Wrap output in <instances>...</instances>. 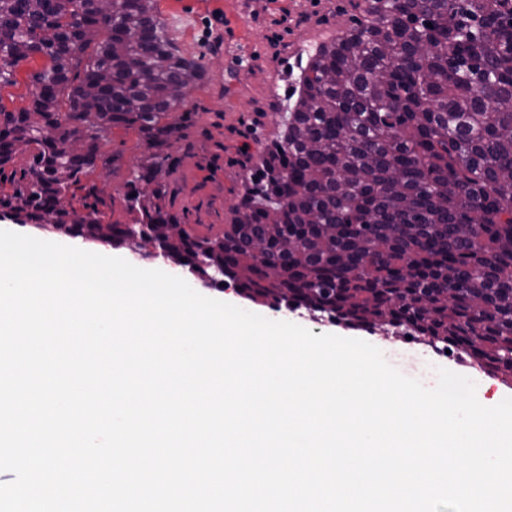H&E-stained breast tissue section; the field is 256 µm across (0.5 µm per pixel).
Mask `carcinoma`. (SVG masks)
<instances>
[{
  "mask_svg": "<svg viewBox=\"0 0 512 512\" xmlns=\"http://www.w3.org/2000/svg\"><path fill=\"white\" fill-rule=\"evenodd\" d=\"M503 0H364L310 55L280 140L221 236L183 231L142 184L172 165L178 111L204 78L156 0H0V86L35 55L29 105L0 108V176L19 154L24 189L0 196L21 224L68 237H136L254 302L389 327L448 345L512 386V9ZM82 75H72L77 67ZM114 124L150 150L125 193L138 222L105 224L59 197L94 171Z\"/></svg>",
  "mask_w": 512,
  "mask_h": 512,
  "instance_id": "carcinoma-1",
  "label": "carcinoma"
}]
</instances>
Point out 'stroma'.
Wrapping results in <instances>:
<instances>
[{
    "instance_id": "stroma-1",
    "label": "stroma",
    "mask_w": 512,
    "mask_h": 512,
    "mask_svg": "<svg viewBox=\"0 0 512 512\" xmlns=\"http://www.w3.org/2000/svg\"><path fill=\"white\" fill-rule=\"evenodd\" d=\"M157 9L181 52L199 58L205 69L182 110L163 118L176 133L170 147L175 165L160 175L166 187L161 203L195 233L215 235L230 223L245 190L249 171L242 164L241 148L249 147L256 156L279 140L283 126L273 115L295 88L307 49L347 29L355 11L351 0H157ZM285 12L290 22H282ZM46 63L41 56L23 63L15 83L0 87V107H26L30 76ZM101 150L105 163L73 186L67 198L73 207H81L86 188H93L104 222L136 223L138 215L124 198L125 184L146 162V144L135 129L116 124ZM232 302L270 320L288 319L316 335L365 340L408 377L428 371V378H422L426 387H434L437 369L446 368L473 380L477 398L512 396V387H492L490 376L479 368L453 354L439 355L430 346L399 357L396 341L379 329L350 328L302 310L284 316L239 294Z\"/></svg>"
}]
</instances>
